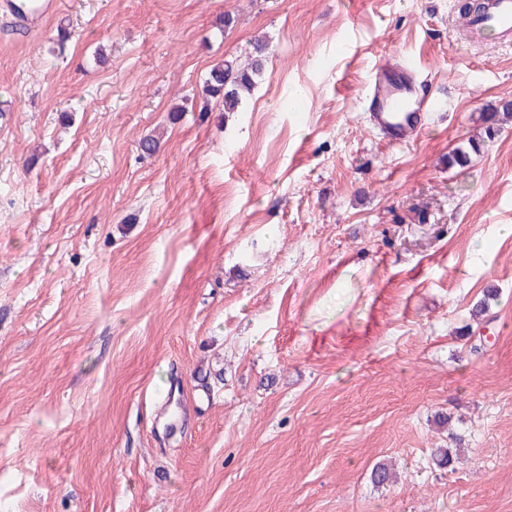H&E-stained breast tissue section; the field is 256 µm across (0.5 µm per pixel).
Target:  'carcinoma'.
Segmentation results:
<instances>
[{
	"instance_id": "cac0c4a2",
	"label": "carcinoma",
	"mask_w": 512,
	"mask_h": 512,
	"mask_svg": "<svg viewBox=\"0 0 512 512\" xmlns=\"http://www.w3.org/2000/svg\"><path fill=\"white\" fill-rule=\"evenodd\" d=\"M269 50V42L258 40L254 42L250 52V62L241 67L231 62H224L214 66L208 73L203 84V92L221 100L224 111L237 112L247 95L255 86V79L260 74L265 57ZM482 122L484 124V137L470 139L466 144L458 146L448 154V166L464 168L471 163V156L480 153L484 140H491L498 131V117L512 116V100H502L495 107L483 108Z\"/></svg>"
}]
</instances>
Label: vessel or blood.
Wrapping results in <instances>:
<instances>
[{"mask_svg":"<svg viewBox=\"0 0 512 512\" xmlns=\"http://www.w3.org/2000/svg\"><path fill=\"white\" fill-rule=\"evenodd\" d=\"M468 26L487 39L512 37V0H490L487 12L469 17ZM366 100L372 123L391 145L417 138L424 113L433 107L431 99L419 96L414 71L388 61L372 68Z\"/></svg>","mask_w":512,"mask_h":512,"instance_id":"vessel-or-blood-1","label":"vessel or blood"}]
</instances>
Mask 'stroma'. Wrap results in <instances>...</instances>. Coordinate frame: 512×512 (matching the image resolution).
<instances>
[{
  "label": "stroma",
  "mask_w": 512,
  "mask_h": 512,
  "mask_svg": "<svg viewBox=\"0 0 512 512\" xmlns=\"http://www.w3.org/2000/svg\"><path fill=\"white\" fill-rule=\"evenodd\" d=\"M456 3L0 14V512H512V119L448 164L512 43ZM258 36L246 106L202 99ZM400 59L442 109L389 146L364 92Z\"/></svg>",
  "instance_id": "1"
}]
</instances>
